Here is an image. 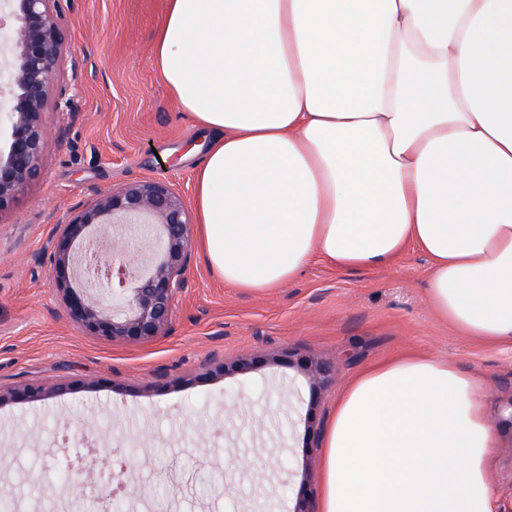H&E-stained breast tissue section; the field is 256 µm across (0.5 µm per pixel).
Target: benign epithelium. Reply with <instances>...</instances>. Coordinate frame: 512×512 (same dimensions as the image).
Here are the masks:
<instances>
[{"instance_id":"benign-epithelium-1","label":"benign epithelium","mask_w":512,"mask_h":512,"mask_svg":"<svg viewBox=\"0 0 512 512\" xmlns=\"http://www.w3.org/2000/svg\"><path fill=\"white\" fill-rule=\"evenodd\" d=\"M57 0H0L12 7L17 26L11 35L14 61L8 74L0 73V95L9 93L10 142L0 151V209L40 175V160L49 144L42 115L65 49ZM123 224L138 225L140 238L152 250L150 266L136 272L129 264L134 247L129 239L111 234ZM191 218L189 206L170 182L141 177L96 195L80 204L67 223L51 237L54 280L62 300L83 329L112 338L148 339L168 325L177 292L183 288L190 262ZM109 237V248L96 257L98 283L119 294L127 307L118 320L106 313L99 299H83L79 290L87 280L86 242ZM311 387L320 390L336 378V367L310 361L305 368Z\"/></svg>"}]
</instances>
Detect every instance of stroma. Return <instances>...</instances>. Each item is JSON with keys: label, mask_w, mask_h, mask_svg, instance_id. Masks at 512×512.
Listing matches in <instances>:
<instances>
[{"label": "stroma", "mask_w": 512, "mask_h": 512, "mask_svg": "<svg viewBox=\"0 0 512 512\" xmlns=\"http://www.w3.org/2000/svg\"><path fill=\"white\" fill-rule=\"evenodd\" d=\"M67 52L49 101L37 180L0 210V490L16 512H94L80 468L126 473L122 512H320L325 435L338 397L366 369L408 355L472 377L493 438L497 512H512V345L463 336L433 312L427 257L339 272L313 259L268 293L224 283L192 250L166 329L150 339L86 334L56 293L48 241L95 194L150 176L194 197L208 140L152 62L166 0H59ZM251 358L236 369L241 357ZM335 365L312 391L305 361ZM231 366L232 374L221 371ZM43 397L16 399L18 384ZM66 384V394L51 391Z\"/></svg>", "instance_id": "obj_1"}]
</instances>
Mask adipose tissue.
<instances>
[{"label": "adipose tissue", "instance_id": "obj_1", "mask_svg": "<svg viewBox=\"0 0 512 512\" xmlns=\"http://www.w3.org/2000/svg\"><path fill=\"white\" fill-rule=\"evenodd\" d=\"M153 59L212 135L198 245L225 283L412 244L444 321L512 342V0H167ZM491 438L453 362L371 368L331 419L322 512H496Z\"/></svg>", "mask_w": 512, "mask_h": 512}]
</instances>
